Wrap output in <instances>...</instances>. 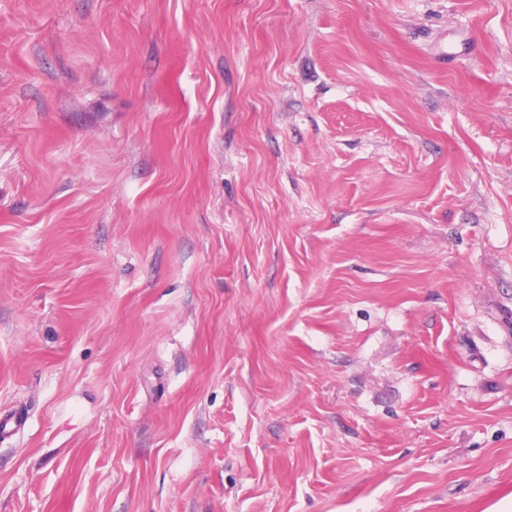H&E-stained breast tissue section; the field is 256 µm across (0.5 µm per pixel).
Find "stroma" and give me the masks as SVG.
Returning a JSON list of instances; mask_svg holds the SVG:
<instances>
[{
    "instance_id": "1",
    "label": "stroma",
    "mask_w": 512,
    "mask_h": 512,
    "mask_svg": "<svg viewBox=\"0 0 512 512\" xmlns=\"http://www.w3.org/2000/svg\"><path fill=\"white\" fill-rule=\"evenodd\" d=\"M0 512L512 506V0H0Z\"/></svg>"
}]
</instances>
